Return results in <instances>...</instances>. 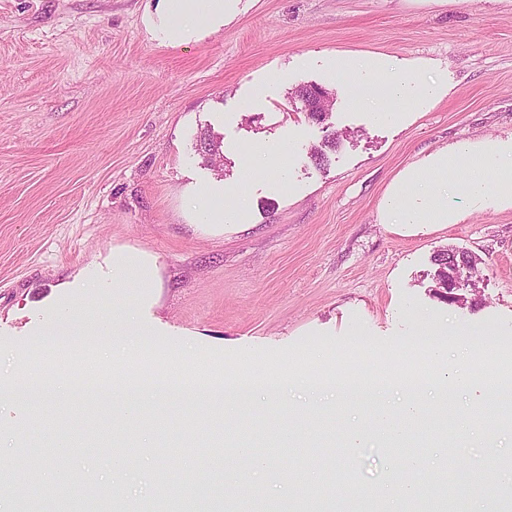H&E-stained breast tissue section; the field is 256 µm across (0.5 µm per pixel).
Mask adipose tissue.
<instances>
[{
  "instance_id": "1",
  "label": "adipose tissue",
  "mask_w": 512,
  "mask_h": 512,
  "mask_svg": "<svg viewBox=\"0 0 512 512\" xmlns=\"http://www.w3.org/2000/svg\"><path fill=\"white\" fill-rule=\"evenodd\" d=\"M238 0H149L142 22L150 40L180 46L221 28ZM336 71L372 88L367 107L376 121H396L420 104L438 102L449 89L389 69L384 58L336 56ZM468 207L453 205V197ZM512 209V136L482 137L454 143L407 165L388 186L379 208L384 224H459L485 208Z\"/></svg>"
}]
</instances>
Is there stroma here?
<instances>
[{"label":"stroma","mask_w":512,"mask_h":512,"mask_svg":"<svg viewBox=\"0 0 512 512\" xmlns=\"http://www.w3.org/2000/svg\"><path fill=\"white\" fill-rule=\"evenodd\" d=\"M145 0H0V383L25 361L80 368L89 347L58 346L68 329L127 320L107 361L152 331L159 355L209 358L278 351L336 355L340 347L415 348L423 326L494 335L495 359L512 365V210L459 224L413 229L383 224L378 205L394 175L437 149L512 135V0H241L236 17L176 47L150 41ZM386 58L450 89L403 123H373L355 103L356 83L335 74L336 55ZM315 84L334 98L331 116L308 119L295 91ZM221 143L222 169L199 153ZM335 146H327L330 136ZM293 139L285 183L257 173L236 224H205L194 202L220 183L233 189L250 147ZM322 149L323 163L311 153ZM453 247L479 260V304L440 300L433 256ZM134 254L155 269L150 284L125 278L116 260ZM288 407L264 395L232 412L199 398L135 401L125 409L58 391L0 401V467L18 466L17 444L39 459L47 483L93 474L118 503L146 512L159 493L193 512L236 502H278L306 487L309 512H336L322 473L352 474L369 489L410 481L389 462L386 435L403 429L426 464L448 454L504 485L512 432L475 425L468 397L437 416L423 393L422 422L404 425L399 393L310 395L284 388ZM367 431L357 457L343 437ZM68 453L58 437L83 435ZM303 432L289 447L287 428ZM264 458V469L251 460Z\"/></svg>","instance_id":"stroma-1"}]
</instances>
